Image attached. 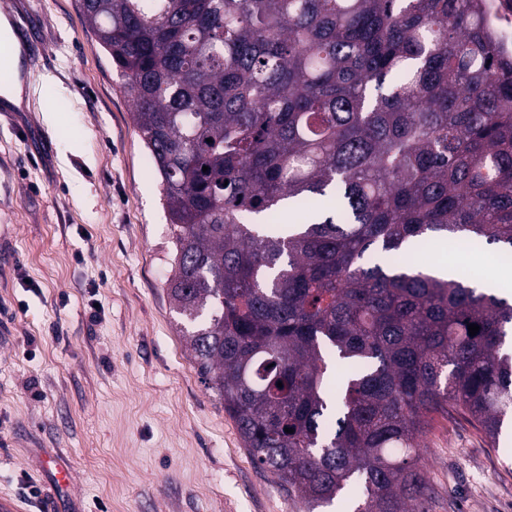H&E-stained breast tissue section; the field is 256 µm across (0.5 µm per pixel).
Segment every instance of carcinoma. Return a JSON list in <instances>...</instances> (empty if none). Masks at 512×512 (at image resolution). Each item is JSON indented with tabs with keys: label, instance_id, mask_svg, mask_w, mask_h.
<instances>
[{
	"label": "carcinoma",
	"instance_id": "carcinoma-1",
	"mask_svg": "<svg viewBox=\"0 0 512 512\" xmlns=\"http://www.w3.org/2000/svg\"><path fill=\"white\" fill-rule=\"evenodd\" d=\"M78 8L161 178L173 311L254 460L307 512H417L435 416L507 439L512 301L400 261L431 234L512 256V57L478 0Z\"/></svg>",
	"mask_w": 512,
	"mask_h": 512
}]
</instances>
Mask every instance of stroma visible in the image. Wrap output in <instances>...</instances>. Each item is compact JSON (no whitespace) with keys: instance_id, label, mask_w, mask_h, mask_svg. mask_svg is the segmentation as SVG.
Instances as JSON below:
<instances>
[{"instance_id":"1","label":"stroma","mask_w":512,"mask_h":512,"mask_svg":"<svg viewBox=\"0 0 512 512\" xmlns=\"http://www.w3.org/2000/svg\"><path fill=\"white\" fill-rule=\"evenodd\" d=\"M26 23L23 109L0 112V501L11 512H306L245 448L186 347L155 170L74 0H0ZM465 278L494 247L410 261ZM428 512H512V445L463 419L424 436ZM39 497H26L25 484Z\"/></svg>"}]
</instances>
